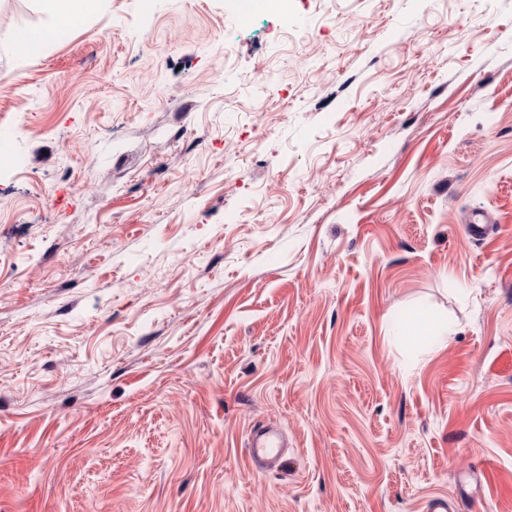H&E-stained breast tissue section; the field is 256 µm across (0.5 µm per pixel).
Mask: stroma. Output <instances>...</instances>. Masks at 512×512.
Returning a JSON list of instances; mask_svg holds the SVG:
<instances>
[{"mask_svg": "<svg viewBox=\"0 0 512 512\" xmlns=\"http://www.w3.org/2000/svg\"><path fill=\"white\" fill-rule=\"evenodd\" d=\"M47 23L0 0V512H512V0ZM284 441L279 430L268 425L252 434L248 448L249 460L262 468L274 467L279 461Z\"/></svg>", "mask_w": 512, "mask_h": 512, "instance_id": "1", "label": "stroma"}]
</instances>
